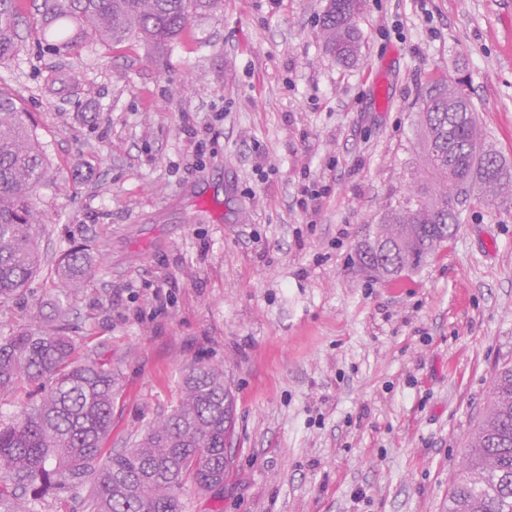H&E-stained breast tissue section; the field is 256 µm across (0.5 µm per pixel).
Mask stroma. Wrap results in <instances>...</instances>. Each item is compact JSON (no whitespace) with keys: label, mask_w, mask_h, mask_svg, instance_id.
Segmentation results:
<instances>
[{"label":"stroma","mask_w":512,"mask_h":512,"mask_svg":"<svg viewBox=\"0 0 512 512\" xmlns=\"http://www.w3.org/2000/svg\"><path fill=\"white\" fill-rule=\"evenodd\" d=\"M326 4L224 0L162 51L89 39L60 56L34 34L43 0H19L23 47L0 64L48 161L46 262L0 336L52 314L56 258L88 243L67 328L120 377L113 447L166 415L186 366H223L234 463L219 494L186 485L184 512H448L512 364V203L472 207L393 280L356 252L413 184L434 82L467 85L512 164V0H364L347 68L323 46Z\"/></svg>","instance_id":"obj_1"}]
</instances>
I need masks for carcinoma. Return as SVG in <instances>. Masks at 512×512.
Masks as SVG:
<instances>
[{"label": "carcinoma", "instance_id": "cac0c4a2", "mask_svg": "<svg viewBox=\"0 0 512 512\" xmlns=\"http://www.w3.org/2000/svg\"><path fill=\"white\" fill-rule=\"evenodd\" d=\"M17 0H0V63L21 50ZM363 0H328L321 35L343 66L359 60L363 35L355 23ZM223 0H45L38 37L60 55L85 38L104 44L136 40L158 50L194 18ZM26 111L0 91V304L39 273L36 195L47 172L43 147ZM421 164L412 192L391 200L380 223L368 225L358 247L360 264L379 279L418 271L452 238L474 204L493 206L512 191V165L493 150L467 89L436 82L417 108ZM456 183L459 207L448 201ZM97 258L73 248L55 264L64 295L81 288ZM68 308L36 327L0 336V397L27 384L42 392L30 408L0 425V509L34 512L39 494L85 489L90 512H183L181 492L223 487L224 455L234 433V396L217 367H187L170 413L146 426L129 447L108 450L117 377L112 364L91 352L74 357L64 325ZM469 469L456 475L448 512H512V366L494 374L485 413L466 448Z\"/></svg>", "mask_w": 512, "mask_h": 512}]
</instances>
